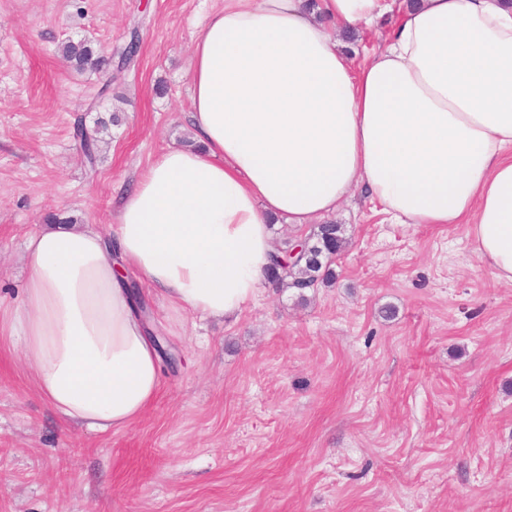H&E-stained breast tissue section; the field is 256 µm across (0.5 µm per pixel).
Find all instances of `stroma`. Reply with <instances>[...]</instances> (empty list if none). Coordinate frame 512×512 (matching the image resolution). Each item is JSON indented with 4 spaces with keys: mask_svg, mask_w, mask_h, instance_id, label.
I'll list each match as a JSON object with an SVG mask.
<instances>
[{
    "mask_svg": "<svg viewBox=\"0 0 512 512\" xmlns=\"http://www.w3.org/2000/svg\"><path fill=\"white\" fill-rule=\"evenodd\" d=\"M224 0H0V306L28 233L113 223L114 198L192 143L190 57ZM140 53L103 84L61 43ZM98 132L88 163L76 117ZM333 282L264 286L235 318L147 300L164 382L130 428L64 425L0 341V512H512V285L462 224H395L363 191L330 215Z\"/></svg>",
    "mask_w": 512,
    "mask_h": 512,
    "instance_id": "1",
    "label": "stroma"
}]
</instances>
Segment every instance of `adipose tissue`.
Returning <instances> with one entry per match:
<instances>
[{
    "mask_svg": "<svg viewBox=\"0 0 512 512\" xmlns=\"http://www.w3.org/2000/svg\"><path fill=\"white\" fill-rule=\"evenodd\" d=\"M385 47L354 66L326 27ZM188 120L116 199L113 228L25 242L12 335L60 420L128 428L161 387L136 272L178 314L222 319L261 291L269 225L303 226L356 188L399 224H464L512 284V5L507 0H224L192 45Z\"/></svg>",
    "mask_w": 512,
    "mask_h": 512,
    "instance_id": "obj_1",
    "label": "adipose tissue"
}]
</instances>
